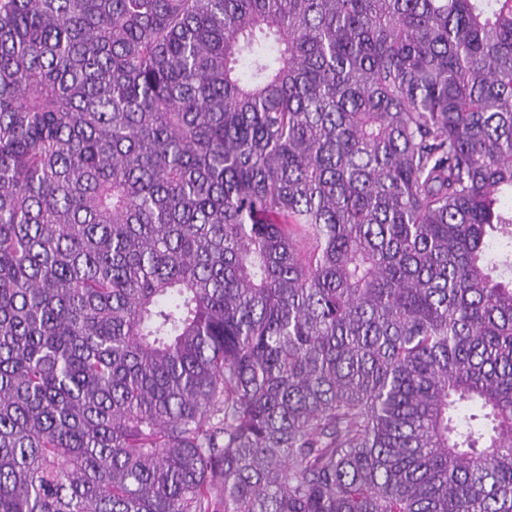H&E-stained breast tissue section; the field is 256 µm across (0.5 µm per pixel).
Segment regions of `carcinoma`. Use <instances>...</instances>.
Wrapping results in <instances>:
<instances>
[{"label": "carcinoma", "mask_w": 512, "mask_h": 512, "mask_svg": "<svg viewBox=\"0 0 512 512\" xmlns=\"http://www.w3.org/2000/svg\"><path fill=\"white\" fill-rule=\"evenodd\" d=\"M0 512H512V0H0Z\"/></svg>", "instance_id": "carcinoma-1"}]
</instances>
